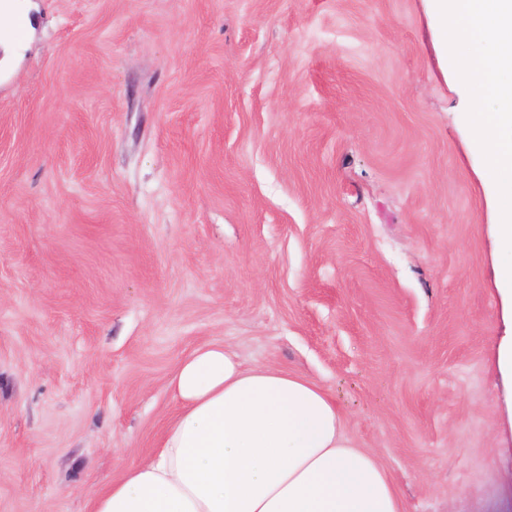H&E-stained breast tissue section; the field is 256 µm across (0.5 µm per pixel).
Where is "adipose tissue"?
I'll list each match as a JSON object with an SVG mask.
<instances>
[{"mask_svg": "<svg viewBox=\"0 0 512 512\" xmlns=\"http://www.w3.org/2000/svg\"><path fill=\"white\" fill-rule=\"evenodd\" d=\"M167 387L179 407L158 448L92 512H405L387 470L346 436L335 395L305 376L208 344Z\"/></svg>", "mask_w": 512, "mask_h": 512, "instance_id": "ef3b65f1", "label": "adipose tissue"}]
</instances>
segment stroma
I'll return each mask as SVG.
<instances>
[{
  "instance_id": "35a3bbf8",
  "label": "stroma",
  "mask_w": 512,
  "mask_h": 512,
  "mask_svg": "<svg viewBox=\"0 0 512 512\" xmlns=\"http://www.w3.org/2000/svg\"><path fill=\"white\" fill-rule=\"evenodd\" d=\"M425 0H0V512H91L221 343L405 512H512L491 176Z\"/></svg>"
}]
</instances>
